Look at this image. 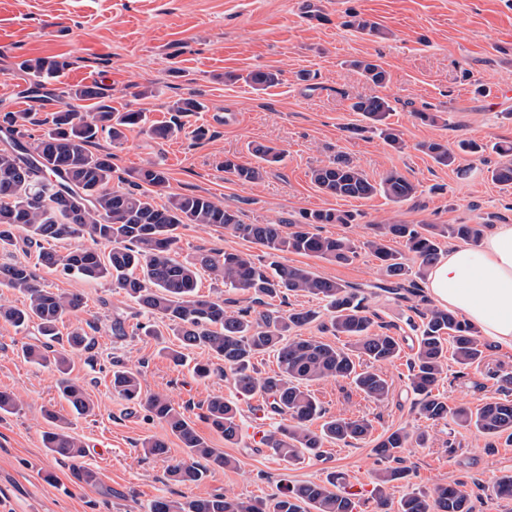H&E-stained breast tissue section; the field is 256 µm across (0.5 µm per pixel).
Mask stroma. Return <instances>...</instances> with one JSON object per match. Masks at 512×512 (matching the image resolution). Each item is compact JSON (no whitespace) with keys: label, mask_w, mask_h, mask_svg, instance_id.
Wrapping results in <instances>:
<instances>
[{"label":"stroma","mask_w":512,"mask_h":512,"mask_svg":"<svg viewBox=\"0 0 512 512\" xmlns=\"http://www.w3.org/2000/svg\"><path fill=\"white\" fill-rule=\"evenodd\" d=\"M357 13L380 24L379 36L346 27ZM38 57L68 61L58 79L66 90L101 84L107 102L119 110L145 111L149 121L169 120L173 101L189 96L205 105L186 117L185 134L167 141L150 139L141 128L127 130L121 144L101 139L98 152L112 155L114 177L156 163L166 168L176 193L211 196L240 211L247 223L298 219L300 213L333 208L355 213V223L315 224L312 232L344 236L356 246L354 258L337 264L313 256L278 254V261L303 266L316 275L358 288L372 320V330L400 340L401 353L381 372L390 384L383 401L365 398L350 380L328 379L312 384L324 416L311 421L320 430L324 417H364L373 429L369 438L344 446L325 443L319 456L288 461L253 434L255 424L276 428L280 419L254 410L265 397L237 395L220 361L199 349L189 358L211 365L199 378L189 366L174 365L164 355L176 347L167 322L155 321V335H144L146 323L137 303L106 281H85L38 266L35 255L17 246L0 251V263L32 266L45 288L56 293L80 292L85 308L64 317L61 333L87 329L95 339L92 360L78 358L71 375L81 381L93 403L87 417L74 416L57 395L53 367L27 363L22 343L34 342L36 327L16 331L0 321V391L14 393L18 409L0 413V512H149L153 501L182 500L224 493L245 502L272 501L286 486L342 477L356 493L357 512H383L374 495L375 474L382 463L376 445L394 430L411 440L401 451L406 479L390 484L391 502L410 492H431L448 483L464 484L473 512H512V500L497 498L494 481L512 473V442L492 438L451 418L425 419L409 381L426 303L395 299L383 292L380 262L367 242L374 224H475L490 231L512 224V185L493 182L489 172L501 162L493 146L512 142V0H0V105L13 111L29 108L19 92L25 76L17 65ZM378 60L387 82H368L351 60ZM255 69L280 71V84L257 90L243 80ZM314 73L309 82L299 72ZM153 88L139 98L135 85ZM387 97L389 118L403 141L396 150L377 135L354 134L361 118L350 109L354 98ZM438 113L424 124L415 111ZM202 126L205 140L194 141L191 129ZM466 138L484 145L479 156L465 155L452 167L438 165L419 150V143H455ZM273 145L283 161L256 184H241L224 171V160L251 161L250 147ZM348 159L371 180L396 170L418 186L412 200L395 203L377 195L340 198L322 193L311 181L314 167ZM177 258L194 261L210 251L264 250L233 232L189 224L180 230ZM269 310L316 309L319 320L302 328L305 336L344 346L335 335L318 297L299 293L271 300ZM126 333L114 335L115 320ZM479 364L460 368L449 363L436 388L449 404L477 408L497 399L512 400V350L483 345ZM139 369L144 391L166 394L188 408L200 436L234 458V467L213 472L200 485L171 484L169 463L186 460L180 441L166 426L149 419L143 408L112 390V364ZM221 395L237 401L241 437L226 443L201 420L203 404ZM70 417L71 433L85 445L84 464L99 482L77 483L69 461L44 448L42 435L52 425L45 410ZM425 435L417 445V435ZM148 439L165 441L164 457L146 455Z\"/></svg>","instance_id":"stroma-1"}]
</instances>
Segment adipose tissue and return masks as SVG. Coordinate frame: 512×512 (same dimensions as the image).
I'll use <instances>...</instances> for the list:
<instances>
[{
	"mask_svg": "<svg viewBox=\"0 0 512 512\" xmlns=\"http://www.w3.org/2000/svg\"><path fill=\"white\" fill-rule=\"evenodd\" d=\"M426 288L482 338L512 348V224L497 225L480 247L461 242L449 248L428 271Z\"/></svg>",
	"mask_w": 512,
	"mask_h": 512,
	"instance_id": "1",
	"label": "adipose tissue"
}]
</instances>
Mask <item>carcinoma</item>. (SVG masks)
Instances as JSON below:
<instances>
[{
  "mask_svg": "<svg viewBox=\"0 0 512 512\" xmlns=\"http://www.w3.org/2000/svg\"><path fill=\"white\" fill-rule=\"evenodd\" d=\"M347 26L370 35L381 34L373 22L357 13L349 15ZM67 63L52 58L27 59L19 69L28 76V86L21 91L34 103L63 96L94 101L91 112H77L66 106L45 119L49 128L33 140L27 128L32 112L0 109V250L22 243L36 248L41 265L82 280H109L116 288L136 299L142 313L149 318L169 321L178 337L180 349L168 356L177 365L183 363L187 349L208 351L231 371L237 390L244 395L260 393L272 399L273 414L289 422L280 433H270L265 444L277 455L290 460L307 453L316 455L327 441L345 445L370 435L371 422L364 418L338 415L326 421L320 431L308 422L320 415V406L309 386L325 378L349 379L366 397L384 400L390 390L379 368L398 358L399 340L386 333L371 331L363 299L332 279L320 277L305 267L276 263L266 267L245 252H209L195 262L176 258L185 224L218 226L231 230L252 243L272 252H290L347 263L355 255L351 241L344 237L323 236L307 229L310 224H352L356 216L336 209H319L301 213L294 230L290 221L279 224H246L238 213L224 207L212 197L171 191L168 172L156 165L128 173L126 187L115 189L112 183V155L91 151L106 136L114 143L125 137V130L147 126L153 140H168L185 128L182 118L199 112L205 105L194 98H180L169 106L171 116L163 123L147 125L141 110L121 112L106 104V89L97 85L78 86L62 92L52 81ZM351 66L366 80L382 86L387 73L374 60H354ZM280 72L257 69L245 81L258 89L279 82ZM364 121L353 132L376 133L388 145L399 148L402 140L386 120L393 111L382 96L358 97L350 105ZM421 150L437 164L452 167L461 153H477L480 147L467 139L456 148L429 141ZM251 153L258 163H244L235 157L224 158V172L242 184L261 181L267 168L282 161L283 153L271 146L257 145ZM312 182L324 193L355 199L381 195L395 203L416 197L418 187L398 171L372 181L346 162L325 164L311 171ZM164 196L160 205L156 198ZM481 229L471 224H399L374 225L368 246L381 262L384 275L392 279L390 290L397 291L409 275L403 256L387 246L390 239H402L418 261L416 275L423 277L440 259L438 238L453 237L477 242ZM89 237L110 245L102 254L82 248L60 254L48 246L52 241ZM208 271L224 286L250 293L257 302L263 298L287 296L299 292L320 296L329 302L330 327L338 336L354 339L345 349L293 332L321 317L317 310H293L287 315L263 313L252 316L251 309L232 310L229 299H206L196 292L200 270ZM0 287L10 288L26 298L23 307L0 302V319L18 330L36 324L43 341L22 346L23 357L37 364L54 365L65 378L58 383L61 397L79 415L89 414L94 404L80 383L66 377L72 358L92 349L87 333L77 328L60 337L58 324L66 315L82 311L84 298L76 293H54L41 286L36 275L23 265L0 264ZM60 348H54V344ZM275 353L278 372L262 376L256 370V355ZM464 367L480 363L483 358L478 331L457 314L432 308L423 314L416 358L410 364L409 382L418 396L421 414L428 419L451 417L490 437L507 436L512 440V402L491 401L473 410L467 406H450L433 390L447 373V353ZM367 357L371 366L357 371L353 355ZM112 390L128 402L145 409L168 427L187 451L192 463L179 462L169 467L167 476L176 484L197 486L207 473L230 468L234 460L221 448H214L202 438L194 422L174 406L163 393H143L141 372L122 364L112 370ZM46 417L54 428L44 434V447L71 462L73 475L81 484H95L98 476L81 465L86 454L84 444L68 431L67 420L48 410ZM205 420L224 436L228 443L238 442L240 413L237 406L222 396L206 403ZM408 441L401 429L386 435L378 444L380 455L396 463L398 453ZM406 477L403 467H388L376 474V496L381 506L388 505L387 485ZM336 477L326 481L289 486L276 497L268 512H354L350 494L332 490ZM151 512H263V509L223 493L197 496L180 502L160 499L152 503ZM399 512H471V497L464 485H439L431 494L411 493L399 501Z\"/></svg>",
  "mask_w": 512,
  "mask_h": 512,
  "instance_id": "cac0c4a2",
  "label": "carcinoma"
}]
</instances>
